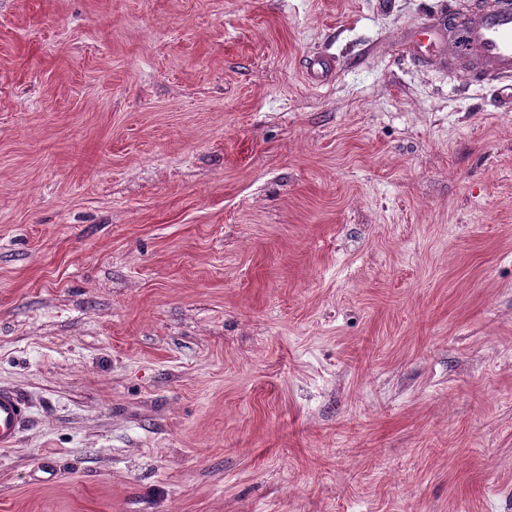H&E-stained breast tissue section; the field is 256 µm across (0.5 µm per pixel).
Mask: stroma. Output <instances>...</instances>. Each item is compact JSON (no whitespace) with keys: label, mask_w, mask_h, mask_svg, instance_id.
Instances as JSON below:
<instances>
[{"label":"stroma","mask_w":512,"mask_h":512,"mask_svg":"<svg viewBox=\"0 0 512 512\" xmlns=\"http://www.w3.org/2000/svg\"><path fill=\"white\" fill-rule=\"evenodd\" d=\"M470 2L0 0V512H512ZM336 69L337 60L331 56H321L307 67V78L312 84H320L330 78ZM27 417V405L9 388H0V447L8 448L15 441Z\"/></svg>","instance_id":"obj_1"}]
</instances>
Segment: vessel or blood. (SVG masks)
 <instances>
[{
  "instance_id": "b4317fda",
  "label": "vessel or blood",
  "mask_w": 512,
  "mask_h": 512,
  "mask_svg": "<svg viewBox=\"0 0 512 512\" xmlns=\"http://www.w3.org/2000/svg\"><path fill=\"white\" fill-rule=\"evenodd\" d=\"M465 34L476 61L475 77L498 86L504 108L512 109V0L494 9L471 5L462 14ZM337 68L333 57L316 58L307 69L311 83L330 78ZM27 417V405L9 388H0V447L15 443Z\"/></svg>"
}]
</instances>
